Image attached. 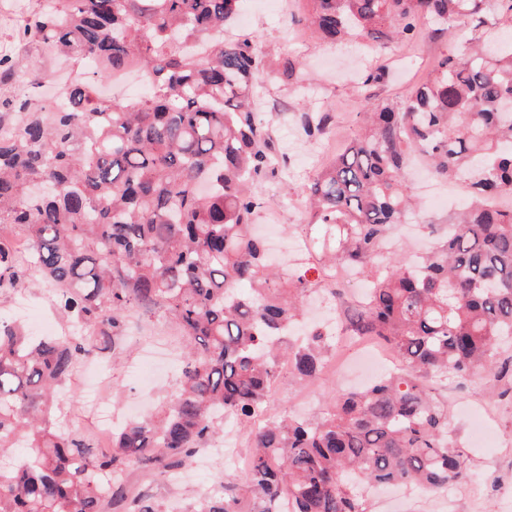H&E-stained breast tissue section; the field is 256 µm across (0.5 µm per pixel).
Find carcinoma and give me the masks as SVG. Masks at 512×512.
I'll use <instances>...</instances> for the list:
<instances>
[{"label": "carcinoma", "instance_id": "1", "mask_svg": "<svg viewBox=\"0 0 512 512\" xmlns=\"http://www.w3.org/2000/svg\"><path fill=\"white\" fill-rule=\"evenodd\" d=\"M324 40L408 42L425 23L473 30L512 0H308ZM240 0H52L28 11L19 38L67 58L73 77L53 106L25 92L23 58L0 60V288L33 278L53 288L75 334L34 339L0 319V512H104L123 496L112 475L155 463L189 465L223 438L226 416L265 409L280 364L318 377L326 341L299 346L287 330L317 282L282 276L254 232L257 184L279 160L260 112L272 81L303 78L285 56L268 71L258 43L214 34ZM131 68L147 94L103 96ZM368 129L302 188L307 224L335 229L324 256L370 277L346 310V331L377 336L400 366L362 391H338L312 420L273 418L255 429L244 487L224 485L191 512H366L357 486L440 490L470 476L430 383L467 380L512 340V48L498 36L446 54L438 73L398 104L363 98ZM314 138L330 112L300 117ZM469 199L448 234L412 264L386 257L394 225L418 213L413 157ZM159 307L185 337L177 392L158 419L112 433L94 453L60 429L57 388L119 336L128 313ZM22 448L16 456L12 449Z\"/></svg>", "mask_w": 512, "mask_h": 512}]
</instances>
